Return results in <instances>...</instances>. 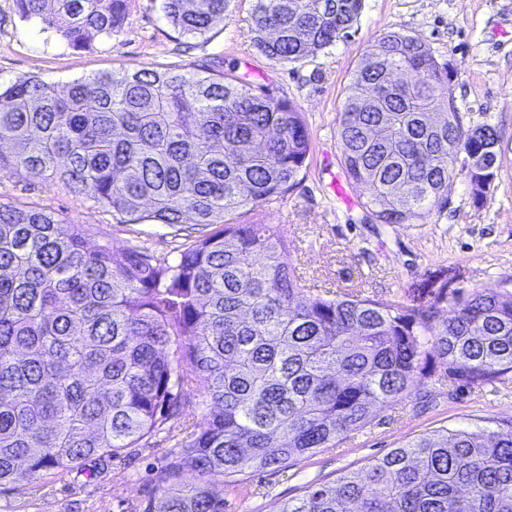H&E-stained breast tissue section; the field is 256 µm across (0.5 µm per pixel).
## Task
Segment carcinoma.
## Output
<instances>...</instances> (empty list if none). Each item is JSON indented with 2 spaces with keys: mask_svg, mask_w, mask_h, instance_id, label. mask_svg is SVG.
Returning a JSON list of instances; mask_svg holds the SVG:
<instances>
[{
  "mask_svg": "<svg viewBox=\"0 0 512 512\" xmlns=\"http://www.w3.org/2000/svg\"><path fill=\"white\" fill-rule=\"evenodd\" d=\"M363 0H254L256 50L296 63L347 34ZM73 48L122 27L126 0H16ZM228 0H163L204 38ZM454 70L391 32L348 85L343 173L374 224H426L463 176L484 204L501 139L470 124ZM0 170L64 185L119 224L196 225L172 257L92 248L81 224L0 204V492L146 448L206 402L141 512H224V487L333 448L416 383L512 373V293L427 274L398 299L305 287L280 224L239 216L289 191L310 153L302 112L232 71L122 69L60 87L0 84ZM449 311L452 316L442 318ZM194 474L195 482L182 477ZM279 512H512V428L414 439L306 487Z\"/></svg>",
  "mask_w": 512,
  "mask_h": 512,
  "instance_id": "carcinoma-1",
  "label": "carcinoma"
}]
</instances>
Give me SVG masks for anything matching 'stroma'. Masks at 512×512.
<instances>
[{"mask_svg": "<svg viewBox=\"0 0 512 512\" xmlns=\"http://www.w3.org/2000/svg\"><path fill=\"white\" fill-rule=\"evenodd\" d=\"M162 0H128L112 37L72 48L20 17L15 0H0V80L39 76L58 85L120 68L235 71L253 85L292 101L304 116L311 149L293 188L248 212L247 224H280L294 244L291 258L307 285L334 293L402 295L425 272L456 270L463 287L512 292V0H364L345 38L293 63L273 61L254 46L253 0H231L223 23L206 38L182 37L163 17ZM390 32L419 38L455 71L453 100L464 121L498 131L497 179L475 205L464 178L448 185V205L427 224L369 223L359 201L364 185L346 180L337 128L346 90L368 47ZM0 202L54 212L81 224L92 245L139 247L170 256L180 230L162 224H118L110 211L62 185L0 171ZM188 410L152 447L102 461L96 476L41 472L0 495V512H135L156 486L187 422ZM512 422V374L483 389L417 385L410 398L377 412L370 427L337 447L248 474L246 489L225 488L224 512H279L309 484L363 468L409 440L440 429L500 430Z\"/></svg>", "mask_w": 512, "mask_h": 512, "instance_id": "stroma-1", "label": "stroma"}]
</instances>
